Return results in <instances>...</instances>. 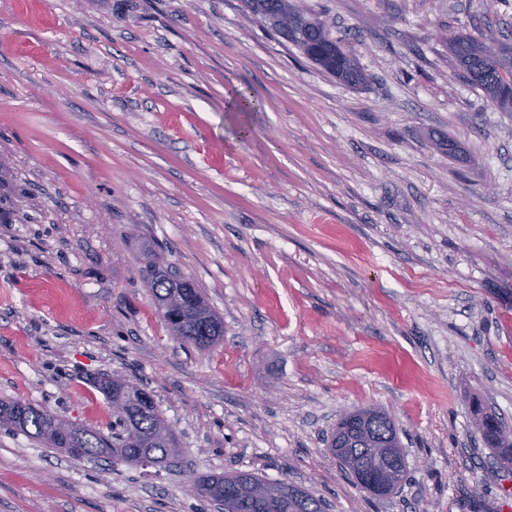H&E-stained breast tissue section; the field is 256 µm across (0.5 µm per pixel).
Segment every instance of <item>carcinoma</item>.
Listing matches in <instances>:
<instances>
[{
    "instance_id": "obj_1",
    "label": "carcinoma",
    "mask_w": 512,
    "mask_h": 512,
    "mask_svg": "<svg viewBox=\"0 0 512 512\" xmlns=\"http://www.w3.org/2000/svg\"><path fill=\"white\" fill-rule=\"evenodd\" d=\"M247 10L282 38L292 42L303 55L325 72L351 84L364 86L368 77L346 52L341 40L330 36L325 24L291 0H244ZM448 50L464 79L484 94L497 111L512 114V51L509 43L492 35L448 31ZM18 211L11 192V176L0 164V224H11ZM139 274L154 297L156 310L172 338L199 349H207L224 335V322L210 307L201 288L190 278L163 271L144 253ZM106 398L125 396L134 405L130 421L123 426L112 423V436L65 422L45 408L26 402H0V420L11 429L38 439L52 448L68 450L66 432L82 436L81 456L110 458L112 462L132 464L135 448L147 441L155 463H171L179 451L175 435L161 417L154 400L142 402L143 389L123 378L92 381ZM473 425L491 448L492 456L512 460V426L498 412L477 404L472 410ZM400 450L395 422L377 408L347 410L341 414L328 440L333 457L345 469L374 474L372 459L381 446ZM196 492L222 504L224 512H324L323 502L286 481H269L255 475L247 481L238 474L211 476L194 481Z\"/></svg>"
}]
</instances>
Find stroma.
I'll return each instance as SVG.
<instances>
[{"label":"stroma","instance_id":"stroma-1","mask_svg":"<svg viewBox=\"0 0 512 512\" xmlns=\"http://www.w3.org/2000/svg\"><path fill=\"white\" fill-rule=\"evenodd\" d=\"M370 76L321 72L242 0H0V400L103 434L91 383L150 392L178 466L74 457L0 426V512H214L191 480L254 473L324 512H512L475 401L512 423V116L448 30L512 35V0H294ZM263 104L249 137L228 109ZM224 319L174 342L141 249ZM399 430L406 482L359 490L344 411ZM11 176L0 163V224H13L18 211L14 206L11 192Z\"/></svg>","mask_w":512,"mask_h":512}]
</instances>
